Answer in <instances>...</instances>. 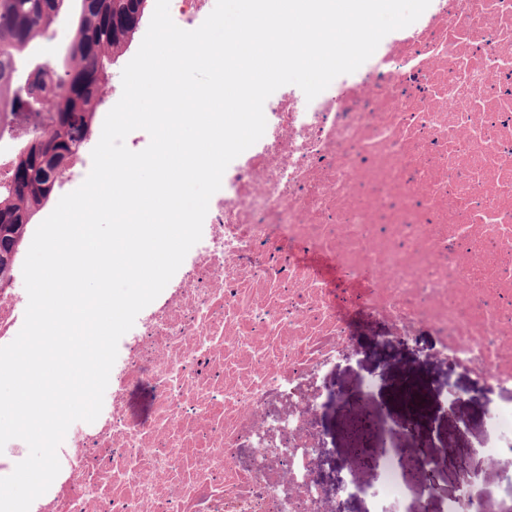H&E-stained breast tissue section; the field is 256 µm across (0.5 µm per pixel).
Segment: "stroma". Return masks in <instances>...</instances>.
Masks as SVG:
<instances>
[{"mask_svg":"<svg viewBox=\"0 0 512 512\" xmlns=\"http://www.w3.org/2000/svg\"><path fill=\"white\" fill-rule=\"evenodd\" d=\"M354 327L361 353L353 366H342L336 370L334 378L338 385L352 390L357 387L361 375L371 374L378 381L373 402L389 404L390 386L395 380L392 359L400 357L407 363L409 371L424 375L433 388L441 389L450 384L461 394L462 399L456 406L440 408L435 413V429L453 431L457 437L450 452L452 458L465 457L470 449L487 442L489 435L485 416L498 402L497 392L438 357L429 331H420L416 339L398 342L392 339L384 325L358 319ZM399 476L406 487V495L398 506V512H418L419 496L429 483L434 486L431 512H441L443 503L464 478L463 472L455 467L434 478H427L409 458L404 459Z\"/></svg>","mask_w":512,"mask_h":512,"instance_id":"35a3bbf8","label":"stroma"}]
</instances>
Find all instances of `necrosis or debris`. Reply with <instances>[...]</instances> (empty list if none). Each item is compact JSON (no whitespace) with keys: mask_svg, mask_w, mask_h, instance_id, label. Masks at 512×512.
<instances>
[{"mask_svg":"<svg viewBox=\"0 0 512 512\" xmlns=\"http://www.w3.org/2000/svg\"><path fill=\"white\" fill-rule=\"evenodd\" d=\"M264 114L30 512H325L311 450L353 400L333 374L359 354L354 312L428 327L500 393L496 443L443 507L486 512L484 465L512 451V0H431L354 73L311 100L280 87ZM377 466L345 469L335 501L390 512L398 454Z\"/></svg>","mask_w":512,"mask_h":512,"instance_id":"necrosis-or-debris-1","label":"necrosis or debris"}]
</instances>
